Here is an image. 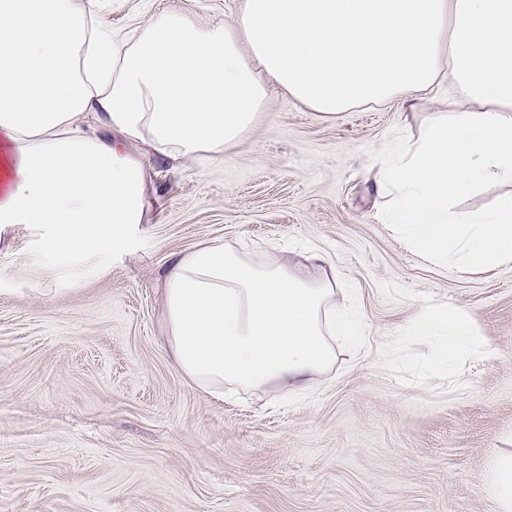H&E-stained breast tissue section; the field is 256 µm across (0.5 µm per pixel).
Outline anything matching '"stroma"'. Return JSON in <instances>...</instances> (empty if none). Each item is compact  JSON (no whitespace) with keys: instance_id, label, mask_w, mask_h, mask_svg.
<instances>
[{"instance_id":"35a3bbf8","label":"stroma","mask_w":512,"mask_h":512,"mask_svg":"<svg viewBox=\"0 0 512 512\" xmlns=\"http://www.w3.org/2000/svg\"><path fill=\"white\" fill-rule=\"evenodd\" d=\"M237 0H101L127 31L178 11L232 22ZM447 88L324 115L272 90L224 151L161 172L131 246L50 271L33 234L0 243V512H496L493 454L512 455V261L469 274L388 224L377 173L400 139L459 111ZM221 241L324 254L361 349L311 388L219 400L162 347L171 254ZM423 306L473 317L483 351L428 374Z\"/></svg>"}]
</instances>
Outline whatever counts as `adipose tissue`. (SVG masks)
Segmentation results:
<instances>
[{"mask_svg": "<svg viewBox=\"0 0 512 512\" xmlns=\"http://www.w3.org/2000/svg\"><path fill=\"white\" fill-rule=\"evenodd\" d=\"M444 81L465 109L388 161V221L425 257L485 269L512 260V196L468 215L450 203L512 184V0H239L230 23L169 12L126 34L95 0H0V237L28 225L53 268L125 249L147 221L150 161L222 159L270 85L333 115ZM326 263L313 250L259 263L217 242L174 255L164 344L179 371L218 396L305 390L336 339L363 338L335 279L306 272ZM411 332L433 340V375L479 348L464 312L422 310ZM486 486L512 512L511 456L491 458Z\"/></svg>", "mask_w": 512, "mask_h": 512, "instance_id": "obj_1", "label": "adipose tissue"}]
</instances>
